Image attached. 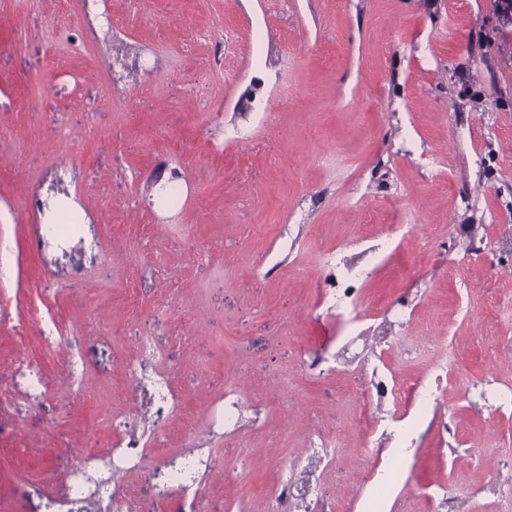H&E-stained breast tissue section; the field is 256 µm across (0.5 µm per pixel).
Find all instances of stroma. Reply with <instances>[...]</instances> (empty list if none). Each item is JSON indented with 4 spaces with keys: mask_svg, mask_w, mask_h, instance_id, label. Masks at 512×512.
<instances>
[{
    "mask_svg": "<svg viewBox=\"0 0 512 512\" xmlns=\"http://www.w3.org/2000/svg\"><path fill=\"white\" fill-rule=\"evenodd\" d=\"M498 6L0 0V512H103L71 479L113 456L115 491L163 512H181L168 474L191 456L211 461L209 512H263L305 477L319 512H438L439 485L457 512H502L493 452L512 448V408L475 399L512 383V314L494 307L512 300ZM62 195L84 239L67 257L34 247L42 201ZM415 221L363 286L364 321L343 326L314 286L320 257L369 261L383 225ZM150 350L178 404L129 458L112 417L148 414L127 367ZM319 353L335 369L309 376ZM444 358L436 405L380 401L397 424L366 429L373 368L423 380Z\"/></svg>",
    "mask_w": 512,
    "mask_h": 512,
    "instance_id": "35a3bbf8",
    "label": "stroma"
}]
</instances>
